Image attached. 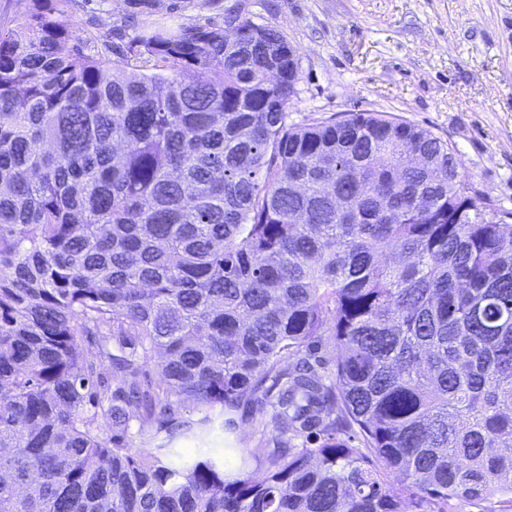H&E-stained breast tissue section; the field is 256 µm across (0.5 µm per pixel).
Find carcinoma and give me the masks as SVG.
I'll list each match as a JSON object with an SVG mask.
<instances>
[{
  "mask_svg": "<svg viewBox=\"0 0 512 512\" xmlns=\"http://www.w3.org/2000/svg\"><path fill=\"white\" fill-rule=\"evenodd\" d=\"M27 2L0 33V512H512V211L455 149L288 123L296 49L240 12L131 0L114 61L70 0ZM238 414L268 433L246 454ZM500 497L498 495L488 496L478 501L466 499L453 501L452 512H500Z\"/></svg>",
  "mask_w": 512,
  "mask_h": 512,
  "instance_id": "cac0c4a2",
  "label": "carcinoma"
}]
</instances>
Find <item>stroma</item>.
<instances>
[{"mask_svg":"<svg viewBox=\"0 0 512 512\" xmlns=\"http://www.w3.org/2000/svg\"><path fill=\"white\" fill-rule=\"evenodd\" d=\"M156 0L192 23L242 8L297 49L288 121L382 112L430 130L461 174L512 211V0ZM127 0H72L82 35L122 27Z\"/></svg>","mask_w":512,"mask_h":512,"instance_id":"35a3bbf8","label":"stroma"}]
</instances>
